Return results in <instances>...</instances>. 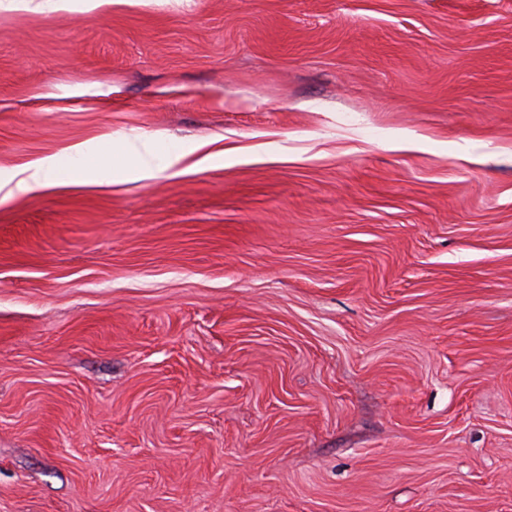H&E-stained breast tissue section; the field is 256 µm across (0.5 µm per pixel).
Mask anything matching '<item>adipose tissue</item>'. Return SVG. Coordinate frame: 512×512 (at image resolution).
Segmentation results:
<instances>
[{
	"instance_id": "ef3b65f1",
	"label": "adipose tissue",
	"mask_w": 512,
	"mask_h": 512,
	"mask_svg": "<svg viewBox=\"0 0 512 512\" xmlns=\"http://www.w3.org/2000/svg\"><path fill=\"white\" fill-rule=\"evenodd\" d=\"M88 152V147L79 143L69 147L65 157L49 155L17 167L0 175V190L14 195L60 185L66 180V167L81 165Z\"/></svg>"
}]
</instances>
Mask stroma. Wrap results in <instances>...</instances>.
<instances>
[{
  "instance_id": "35a3bbf8",
  "label": "stroma",
  "mask_w": 512,
  "mask_h": 512,
  "mask_svg": "<svg viewBox=\"0 0 512 512\" xmlns=\"http://www.w3.org/2000/svg\"><path fill=\"white\" fill-rule=\"evenodd\" d=\"M84 142L0 201V512H512V0H0V170ZM152 139H143L127 142L122 151L131 157L141 176L150 177L155 172L154 157L156 148Z\"/></svg>"
}]
</instances>
